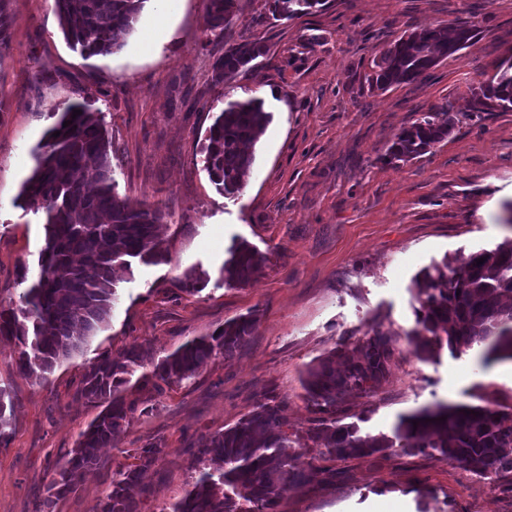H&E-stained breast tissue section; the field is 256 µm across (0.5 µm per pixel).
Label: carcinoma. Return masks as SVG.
Returning a JSON list of instances; mask_svg holds the SVG:
<instances>
[{
  "label": "carcinoma",
  "instance_id": "1",
  "mask_svg": "<svg viewBox=\"0 0 512 512\" xmlns=\"http://www.w3.org/2000/svg\"><path fill=\"white\" fill-rule=\"evenodd\" d=\"M148 0H55L61 30L75 49L87 56L120 50L133 35ZM325 0H267L272 18H294L319 10ZM238 0H208L205 32L217 37L238 19ZM8 0H0V51L9 38ZM476 29L466 22L413 30L404 34L375 62L372 82L385 90L415 81L448 58V47L472 42ZM266 46L256 40L224 43V54L211 66V84L229 75L258 77ZM481 97L502 111L512 110V58L480 86ZM82 114L73 116V111ZM70 125L63 126L64 122ZM272 121L264 100H230L209 126L201 145L203 168L224 198L235 200L254 162L253 148ZM455 116L446 106L424 112L404 127L389 146L386 159L408 161L448 139ZM59 136H53L54 132ZM36 165L23 182L21 206L42 212L44 244L38 274L23 265L18 283L30 282L19 300H0V343H13L14 374L38 385L55 366L82 355L104 328L117 300V286L132 263L150 266L170 262L158 226L166 215L133 205L120 196L112 176L111 140L98 112L84 104H68L35 154ZM485 258L481 264L476 260ZM269 253L245 240H235L219 268V281L245 285L266 264ZM209 274L196 267L177 278L180 291L194 295ZM416 327L407 336L421 360L447 348L453 353L482 348L481 359L512 360V239L465 260L436 262L414 280ZM258 322L250 310L227 320L217 332L194 336L167 355L154 359L146 347L108 348L93 357L76 389V398L102 407L81 433L76 447L58 465L44 506L74 490L78 474L94 470L99 450L116 446L135 403L124 392L130 384L180 383L195 377L218 357L243 347ZM394 333L372 322L364 337L341 340L309 366L302 378L307 406L316 415L308 440L330 459L373 457L391 448L408 454L433 451L512 493V414L494 405L435 404L401 415L391 434L361 432L344 423L346 398L372 396L389 374L395 353ZM146 373L135 376L138 369ZM11 391L0 386V446L10 438L14 412ZM470 414H465V411ZM446 420H441V417ZM286 403L266 392L254 410L234 426L200 441L198 473L191 489L166 512H277L282 493L304 483L313 462L293 451ZM165 444L154 439L136 450L134 462L112 471V481L97 512H139L137 491L142 476L163 455Z\"/></svg>",
  "mask_w": 512,
  "mask_h": 512
}]
</instances>
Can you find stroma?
<instances>
[{
	"label": "stroma",
	"mask_w": 512,
	"mask_h": 512,
	"mask_svg": "<svg viewBox=\"0 0 512 512\" xmlns=\"http://www.w3.org/2000/svg\"><path fill=\"white\" fill-rule=\"evenodd\" d=\"M206 6L182 0L170 15L161 0H148L121 50L88 58L65 40L53 0H9L0 55V298L21 293L19 265L37 266L41 217L18 197L53 113L70 103L101 113L120 195L164 211L170 261L134 266L92 349L57 367L47 384L12 376V348L0 344V386H11L15 400L11 441L0 447V512H40L54 464L97 415L75 397L95 347L136 344L161 357L250 310L259 314L256 330L231 357L159 392L127 390L139 413L53 512H97L113 470L158 437L165 452L138 501L139 512H163L189 490L200 440L234 426L270 391L286 398L295 449L315 466L284 491L278 512H363L375 494L409 498L414 512H512L511 494L435 454L393 448L375 460L321 458L307 438L314 422L301 385L308 364L376 320L396 333V351L376 395L345 405L363 431L391 432L400 415L437 402L512 408V380L502 377L512 362L446 349L423 361L407 338L423 268L512 237L499 221L512 202V112H478L473 99L512 57V0H327L313 14L261 24L265 0H240L222 38L205 33ZM457 21L475 26L473 44L413 83L372 87L375 61L402 34ZM243 37L268 49L261 78L211 85L225 41ZM251 97L273 119L233 201L210 182L199 147L225 102ZM442 105L457 117L448 139L411 161L387 162L402 128ZM237 239L272 258L249 284L227 286L218 271ZM194 266L210 280L189 296L175 279Z\"/></svg>",
	"instance_id": "35a3bbf8"
}]
</instances>
